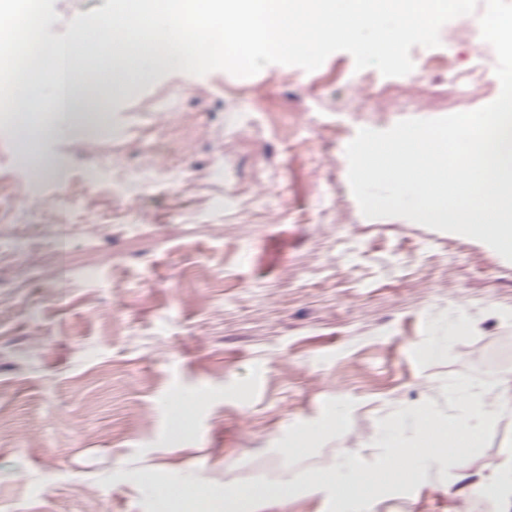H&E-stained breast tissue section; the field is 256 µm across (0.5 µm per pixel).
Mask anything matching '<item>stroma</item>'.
Here are the masks:
<instances>
[{
    "instance_id": "35a3bbf8",
    "label": "stroma",
    "mask_w": 512,
    "mask_h": 512,
    "mask_svg": "<svg viewBox=\"0 0 512 512\" xmlns=\"http://www.w3.org/2000/svg\"><path fill=\"white\" fill-rule=\"evenodd\" d=\"M35 2L47 47L114 0ZM483 8L380 53L352 35L312 59L260 46L236 69L206 48L59 136L26 141L0 112V207L35 179L31 153L48 169L29 230L69 248L54 277L0 238V512H224L225 493L280 480L292 494L260 512H503L477 483L512 448V408L463 468L440 456L406 474L379 438L418 410L459 415L456 380L512 386V261L365 217L346 157L359 129L435 118L416 88L386 102L370 88L415 67L450 92L481 62ZM159 155L170 173L134 196L128 178ZM433 341L447 356L426 358ZM348 460L360 495L344 502Z\"/></svg>"
}]
</instances>
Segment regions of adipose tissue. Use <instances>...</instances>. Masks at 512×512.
<instances>
[{"instance_id": "obj_1", "label": "adipose tissue", "mask_w": 512, "mask_h": 512, "mask_svg": "<svg viewBox=\"0 0 512 512\" xmlns=\"http://www.w3.org/2000/svg\"><path fill=\"white\" fill-rule=\"evenodd\" d=\"M409 7L412 23L405 36L425 39L446 12L447 0H120L116 14L94 27L70 60L60 49L42 51L23 71L16 83L0 94V103L13 108L15 94L28 98V111L40 109L43 83L48 74L67 65L71 77L69 113L85 111L127 89L131 75L147 74L155 64L177 49L182 61H194L193 47L204 42L213 48L214 60L226 66L252 62V47L263 42L280 51L311 52L324 44L370 27L380 34L382 15ZM450 392L464 398L466 412L440 425L423 412L414 414V440L405 444L399 426L387 427L384 440L407 470L425 462L423 448L445 449L448 459L463 462L481 445L479 424L497 410L512 404V389L483 385L451 384Z\"/></svg>"}]
</instances>
